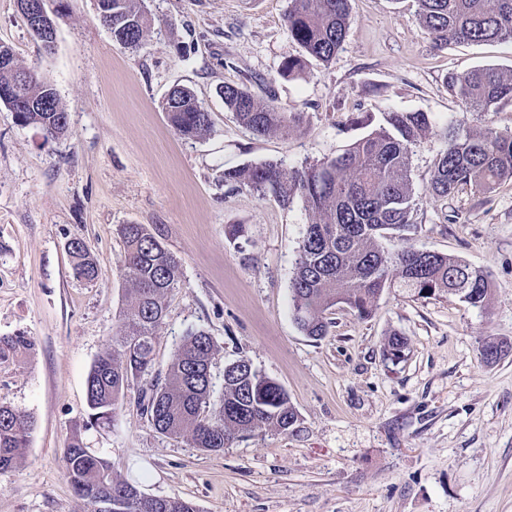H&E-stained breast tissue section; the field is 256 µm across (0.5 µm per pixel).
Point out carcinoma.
<instances>
[{"label": "carcinoma", "instance_id": "obj_1", "mask_svg": "<svg viewBox=\"0 0 512 512\" xmlns=\"http://www.w3.org/2000/svg\"><path fill=\"white\" fill-rule=\"evenodd\" d=\"M112 13L100 18L112 40L127 49L140 46L151 26L144 0H110ZM418 16L435 43L512 41V0H418ZM289 37L305 56L329 63L341 48L348 23V0H289L284 17ZM21 77L23 95L35 108L20 113V124L39 127L57 138L66 130L67 112L55 88L35 72L14 65L0 68V84ZM448 86L469 112H491L512 101V72L493 65L451 76ZM225 108L256 136L288 134L299 117L256 99L249 90L226 84ZM172 128L184 139H197L211 127L210 112L187 87L173 88L162 104ZM432 128L425 112H389L385 123L357 140L342 154L300 168L281 161L229 167L224 184L248 187L288 206L302 197L314 220L307 225L291 280L292 315L299 329L319 339L331 327L328 314L347 307L361 318L371 316L385 288L393 283L421 298L451 295L472 307H485L490 273L460 258L409 247L393 255L379 245L396 232H416L413 190L408 177L411 149ZM443 140L429 182V191L447 198L464 190L489 192L512 180V135L472 131L461 121L437 130ZM125 245L124 277L130 300L122 310L119 336L112 351L100 356L87 377L90 413L83 428L107 424L123 403L130 380L150 373L154 365L156 329L166 316L165 298L178 283L180 261L144 224L119 228ZM69 256L77 279L93 280L97 267L86 243L72 241ZM36 341L24 332L0 336V364L28 359ZM407 342L393 334L385 359H405ZM216 345L204 330L190 331L178 347L162 382L138 397L143 414L159 433L188 436L196 448L218 452L239 438L268 430L286 432L298 422L287 391L243 360L224 367V394L210 402L211 367ZM483 360L496 363L512 355V342L489 341ZM34 421L8 403H0V473L24 457ZM75 493L92 504L112 501V512H196L178 500L168 509L156 498L143 507L130 499L134 485L112 475V463L84 446L75 431L64 457Z\"/></svg>", "mask_w": 512, "mask_h": 512}]
</instances>
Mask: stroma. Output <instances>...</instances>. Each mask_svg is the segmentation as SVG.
Listing matches in <instances>:
<instances>
[{
	"label": "stroma",
	"mask_w": 512,
	"mask_h": 512,
	"mask_svg": "<svg viewBox=\"0 0 512 512\" xmlns=\"http://www.w3.org/2000/svg\"><path fill=\"white\" fill-rule=\"evenodd\" d=\"M153 22L142 45L113 41L96 0H46L55 42L45 48L16 0H0V44L56 89L68 112L52 139L17 124L0 103V336L37 341L26 362L0 366V401L33 416L20 463L0 474V512H94L75 495L64 463L74 431L145 495L179 498L197 512H512V356L489 365L492 339L512 340V182L440 199L427 189L443 142L412 149L415 246L485 268V308L454 297L385 289L371 317L340 308L327 336H305L291 313V279L312 213L302 197L281 206L224 184L226 168L280 160L299 167L342 153L390 112H425L436 124L512 133V102L468 112L449 74L483 65L512 70V43L438 47L417 0H349L341 49L292 75L302 57L284 23L288 0H145ZM247 88L302 116L288 136L258 137L224 107L219 90ZM190 88L211 129L186 140L162 101ZM124 224L159 234L180 260L157 331L151 374L132 379L114 422L84 428L86 379L112 348L126 303ZM242 224L248 241L225 236ZM84 239L98 275L74 279L66 243ZM216 345L213 399L224 367L246 359L288 393L299 420L218 453L158 433L136 405L165 375L187 331ZM407 357H383L392 333Z\"/></svg>",
	"instance_id": "35a3bbf8"
}]
</instances>
